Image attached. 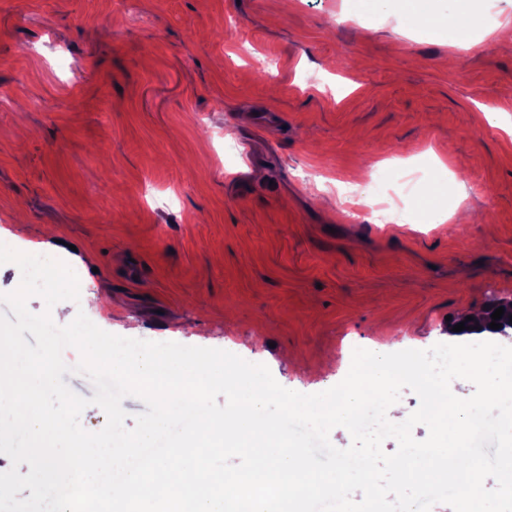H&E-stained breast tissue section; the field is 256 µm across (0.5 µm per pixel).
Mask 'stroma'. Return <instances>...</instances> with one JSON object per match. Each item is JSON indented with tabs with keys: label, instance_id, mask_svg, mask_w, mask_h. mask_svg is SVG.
<instances>
[{
	"label": "stroma",
	"instance_id": "stroma-1",
	"mask_svg": "<svg viewBox=\"0 0 512 512\" xmlns=\"http://www.w3.org/2000/svg\"><path fill=\"white\" fill-rule=\"evenodd\" d=\"M475 34L464 53L356 0H0V241L70 244L102 330L304 394L354 349L454 342L450 318L512 299V135L489 122L512 44ZM365 168L409 178L411 223L321 205ZM459 189L469 219L427 223Z\"/></svg>",
	"mask_w": 512,
	"mask_h": 512
}]
</instances>
